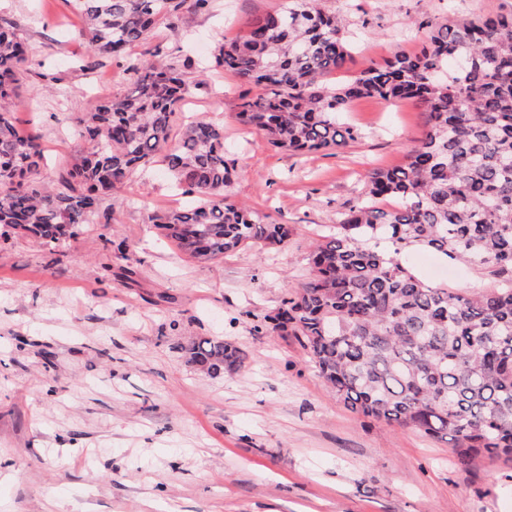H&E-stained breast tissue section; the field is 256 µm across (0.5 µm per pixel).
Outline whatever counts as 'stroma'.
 <instances>
[{"mask_svg": "<svg viewBox=\"0 0 512 512\" xmlns=\"http://www.w3.org/2000/svg\"><path fill=\"white\" fill-rule=\"evenodd\" d=\"M282 0H214L188 31L158 25L134 54L206 61L184 111L224 118L231 199L292 228L287 245L198 263L149 217L188 198L162 166L114 191L108 224L62 246L0 238V512H512V462H454L447 443L352 413L289 336L256 331L305 279L315 234L357 199L364 176L403 163L424 132L412 101L361 99L342 113L358 137L303 156L273 150L239 123L259 87L216 66L220 43ZM347 24L357 74L398 49L419 50L441 23L512 10V0H320ZM41 66L13 113L39 135L56 178L78 158L65 120L128 90L121 65L85 71L79 19L66 0H0ZM345 73V74H348ZM345 74L328 75V82ZM125 241V253L113 242ZM130 267L134 279L116 277ZM214 336L244 354L209 375L180 351Z\"/></svg>", "mask_w": 512, "mask_h": 512, "instance_id": "35a3bbf8", "label": "stroma"}]
</instances>
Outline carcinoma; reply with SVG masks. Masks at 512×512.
<instances>
[{
	"label": "carcinoma",
	"instance_id": "1",
	"mask_svg": "<svg viewBox=\"0 0 512 512\" xmlns=\"http://www.w3.org/2000/svg\"><path fill=\"white\" fill-rule=\"evenodd\" d=\"M92 56L125 63L135 89L74 120L87 145L57 182L41 178L39 137L19 129L13 100L27 70L43 66L0 18V237L12 231L50 249L83 224L112 223V189L163 166L191 201L151 216L188 258L212 262L244 247L277 249L290 232L232 202L225 187L224 123L175 129L186 72L131 48L163 22L175 32L212 0H68ZM344 26L319 0H285L218 47V66L263 90L239 104L240 122L278 151L338 149L358 136L336 119L351 102L415 100L425 132L405 162L368 173L358 201L312 242L310 274L257 327L292 336L326 387L358 416L451 444L466 464L484 453L512 459V13L442 23L417 52L396 50L355 76ZM468 61L448 70V60ZM424 250L475 268L471 292L416 274ZM197 369L243 364L233 343L181 347Z\"/></svg>",
	"mask_w": 512,
	"mask_h": 512
}]
</instances>
